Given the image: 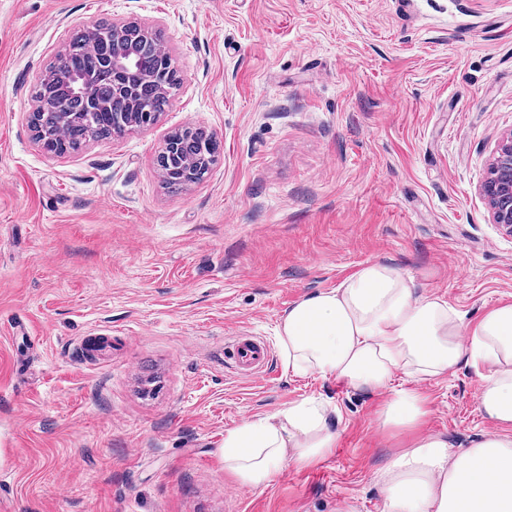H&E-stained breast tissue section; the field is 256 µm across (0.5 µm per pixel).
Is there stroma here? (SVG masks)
Here are the masks:
<instances>
[{"instance_id": "35a3bbf8", "label": "stroma", "mask_w": 512, "mask_h": 512, "mask_svg": "<svg viewBox=\"0 0 512 512\" xmlns=\"http://www.w3.org/2000/svg\"><path fill=\"white\" fill-rule=\"evenodd\" d=\"M102 18L162 30L181 86L147 128L52 155L31 89ZM202 127L223 151L179 192L156 157ZM512 136V0H0V512H382L396 442L377 398L275 356L284 312L388 261L474 321L512 301V238L478 191ZM482 376L418 381L429 431L489 432ZM316 396L334 452L267 487L224 433ZM272 348L258 336L238 332L224 343V362L244 379L260 376L269 366Z\"/></svg>"}]
</instances>
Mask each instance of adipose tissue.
I'll return each mask as SVG.
<instances>
[{
	"instance_id": "obj_1",
	"label": "adipose tissue",
	"mask_w": 512,
	"mask_h": 512,
	"mask_svg": "<svg viewBox=\"0 0 512 512\" xmlns=\"http://www.w3.org/2000/svg\"><path fill=\"white\" fill-rule=\"evenodd\" d=\"M278 339L289 372L381 395L376 421L408 434L377 471L382 512H512V303L466 323L388 262H372L338 286L309 294L282 316ZM468 364L486 384L479 407L494 429L465 449L426 431L428 399L393 388L395 373L423 380ZM338 407L307 397L244 421L224 436V467L240 486H267L283 469L311 466L336 446Z\"/></svg>"
}]
</instances>
